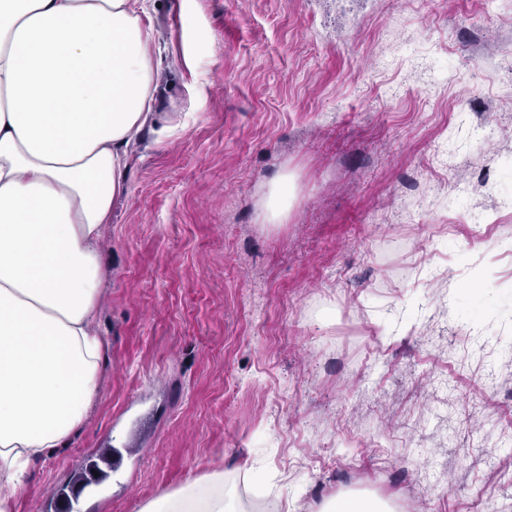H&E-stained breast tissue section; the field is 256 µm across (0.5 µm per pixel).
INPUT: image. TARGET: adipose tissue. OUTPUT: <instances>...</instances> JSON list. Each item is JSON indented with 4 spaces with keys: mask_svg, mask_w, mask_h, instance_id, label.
Segmentation results:
<instances>
[{
    "mask_svg": "<svg viewBox=\"0 0 512 512\" xmlns=\"http://www.w3.org/2000/svg\"><path fill=\"white\" fill-rule=\"evenodd\" d=\"M145 16V0H0V512L98 396V245L150 116ZM225 509L214 472L136 512Z\"/></svg>",
    "mask_w": 512,
    "mask_h": 512,
    "instance_id": "1",
    "label": "adipose tissue"
}]
</instances>
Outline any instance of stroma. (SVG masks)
Wrapping results in <instances>:
<instances>
[{"label": "stroma", "mask_w": 512, "mask_h": 512, "mask_svg": "<svg viewBox=\"0 0 512 512\" xmlns=\"http://www.w3.org/2000/svg\"><path fill=\"white\" fill-rule=\"evenodd\" d=\"M149 12L152 117L101 241L100 395L21 512H53L105 448L123 464L75 512L214 471L233 512L364 489L395 512H512V0Z\"/></svg>", "instance_id": "obj_1"}]
</instances>
